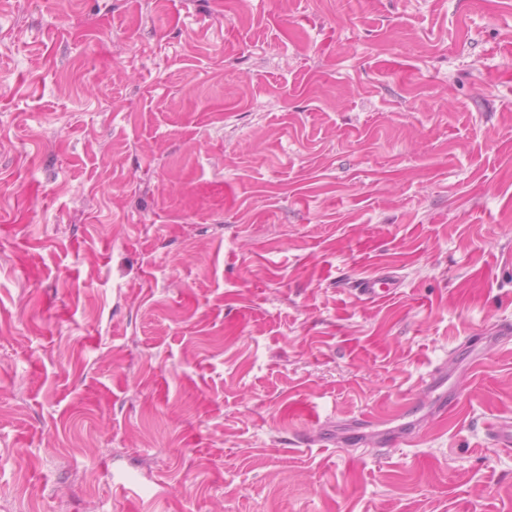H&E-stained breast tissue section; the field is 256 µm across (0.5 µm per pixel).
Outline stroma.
Segmentation results:
<instances>
[{
  "label": "stroma",
  "instance_id": "1",
  "mask_svg": "<svg viewBox=\"0 0 512 512\" xmlns=\"http://www.w3.org/2000/svg\"><path fill=\"white\" fill-rule=\"evenodd\" d=\"M504 320L512 0H0V512H512ZM400 286L401 282L395 270L388 268L381 273L359 279L355 289L367 298H380L392 295ZM487 430L494 445L504 451L512 450V420L495 419L487 423Z\"/></svg>",
  "mask_w": 512,
  "mask_h": 512
}]
</instances>
